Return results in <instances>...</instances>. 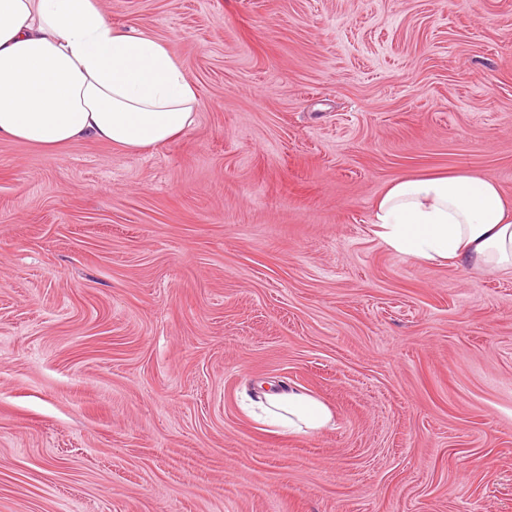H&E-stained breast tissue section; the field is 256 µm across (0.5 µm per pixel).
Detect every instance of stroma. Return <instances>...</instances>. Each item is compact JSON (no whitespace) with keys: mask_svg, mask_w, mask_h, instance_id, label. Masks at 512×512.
<instances>
[{"mask_svg":"<svg viewBox=\"0 0 512 512\" xmlns=\"http://www.w3.org/2000/svg\"><path fill=\"white\" fill-rule=\"evenodd\" d=\"M195 125L0 140V512H512V273L387 250L386 185L512 202V0H99ZM282 381L330 427L269 432Z\"/></svg>","mask_w":512,"mask_h":512,"instance_id":"1","label":"stroma"}]
</instances>
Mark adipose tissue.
Here are the masks:
<instances>
[{
  "label": "adipose tissue",
  "mask_w": 512,
  "mask_h": 512,
  "mask_svg": "<svg viewBox=\"0 0 512 512\" xmlns=\"http://www.w3.org/2000/svg\"><path fill=\"white\" fill-rule=\"evenodd\" d=\"M199 105L168 44L112 26L98 0H0V139L48 153L92 139L138 154L179 138ZM372 224L387 249L409 259L512 272V203L495 181L455 169L402 176L375 201ZM250 405L292 432L333 420L297 386L259 393Z\"/></svg>",
  "instance_id": "adipose-tissue-1"
}]
</instances>
